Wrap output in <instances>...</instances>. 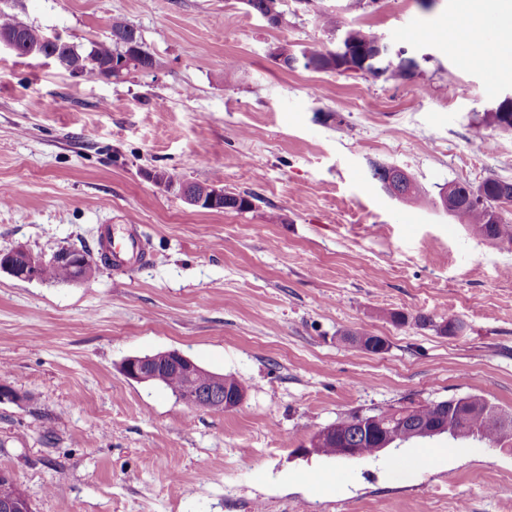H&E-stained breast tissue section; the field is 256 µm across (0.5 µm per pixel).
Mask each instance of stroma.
<instances>
[{
  "label": "stroma",
  "mask_w": 512,
  "mask_h": 512,
  "mask_svg": "<svg viewBox=\"0 0 512 512\" xmlns=\"http://www.w3.org/2000/svg\"><path fill=\"white\" fill-rule=\"evenodd\" d=\"M465 3L498 80L468 60ZM320 5L407 48L413 77L281 67L276 45L336 47L301 0H282L277 26L242 0H0L77 45L123 17L156 61L106 79L0 51V253L91 251L101 228L130 222L148 245L121 277L104 264L82 283L0 271V384L19 395L0 401V470L33 512H512V449L435 459L440 437L357 459L303 451L354 411L467 394L512 407V249L392 197L369 169H406L430 196L512 181V132L482 121L512 93L492 0ZM163 169L253 206H189L150 179ZM449 319L463 330L437 331ZM172 349L236 376L244 402L196 409L121 373L126 357Z\"/></svg>",
  "instance_id": "35a3bbf8"
}]
</instances>
